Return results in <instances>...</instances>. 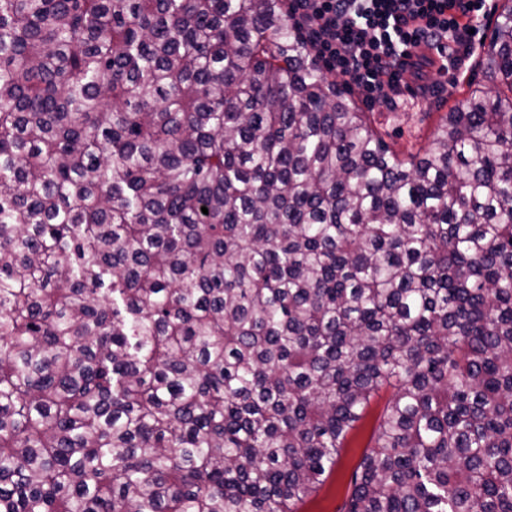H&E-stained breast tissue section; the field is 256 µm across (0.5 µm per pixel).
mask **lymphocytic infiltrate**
Listing matches in <instances>:
<instances>
[{
  "instance_id": "f902f5d3",
  "label": "lymphocytic infiltrate",
  "mask_w": 512,
  "mask_h": 512,
  "mask_svg": "<svg viewBox=\"0 0 512 512\" xmlns=\"http://www.w3.org/2000/svg\"><path fill=\"white\" fill-rule=\"evenodd\" d=\"M485 0H290L288 19L304 30L317 61L349 77L366 102L397 94L403 75L426 80L472 52ZM443 54L436 62L435 54Z\"/></svg>"
}]
</instances>
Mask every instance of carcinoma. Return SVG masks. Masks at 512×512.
I'll use <instances>...</instances> for the list:
<instances>
[{
	"instance_id": "cac0c4a2",
	"label": "carcinoma",
	"mask_w": 512,
	"mask_h": 512,
	"mask_svg": "<svg viewBox=\"0 0 512 512\" xmlns=\"http://www.w3.org/2000/svg\"><path fill=\"white\" fill-rule=\"evenodd\" d=\"M483 65L402 158L286 0H0V512H297L384 392L342 512H512Z\"/></svg>"
}]
</instances>
